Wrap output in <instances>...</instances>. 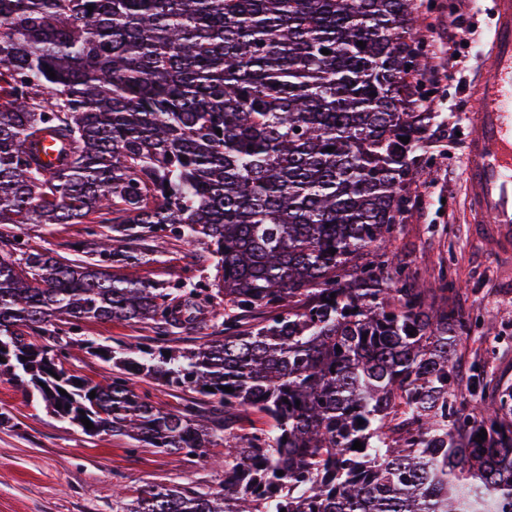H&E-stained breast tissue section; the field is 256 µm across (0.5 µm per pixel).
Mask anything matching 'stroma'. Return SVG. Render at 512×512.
Returning a JSON list of instances; mask_svg holds the SVG:
<instances>
[{
	"label": "stroma",
	"mask_w": 512,
	"mask_h": 512,
	"mask_svg": "<svg viewBox=\"0 0 512 512\" xmlns=\"http://www.w3.org/2000/svg\"><path fill=\"white\" fill-rule=\"evenodd\" d=\"M467 24L471 35L459 46V64L429 87L441 123L440 146L431 148L411 194L410 210L392 245L409 267L425 277L452 264L462 287L452 302L469 325L453 361L460 381L473 363L489 377L512 385V248L505 249L468 222L464 171L466 139L472 133L468 107L470 84L480 75L481 53L493 25L492 0H471ZM16 235L72 257L82 241L81 224H22ZM140 277L175 282L206 275L198 250L169 242L159 257H146ZM71 348L70 373L97 382L110 376V364L85 348V340L108 346L151 342V324L86 321ZM137 390L155 406L177 410L189 403L209 411L212 403L195 392L160 386L142 377ZM0 410L13 414V427L0 428V512H117L119 494L144 485L178 484L206 490L224 478L223 449L208 457L166 455L151 448L130 450L120 437H90L79 427L46 411L25 387L0 381Z\"/></svg>",
	"instance_id": "35a3bbf8"
}]
</instances>
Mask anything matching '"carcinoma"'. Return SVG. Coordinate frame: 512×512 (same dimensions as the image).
Returning <instances> with one entry per match:
<instances>
[{"instance_id":"1","label":"carcinoma","mask_w":512,"mask_h":512,"mask_svg":"<svg viewBox=\"0 0 512 512\" xmlns=\"http://www.w3.org/2000/svg\"><path fill=\"white\" fill-rule=\"evenodd\" d=\"M415 12L0 0V376L88 436L224 448L217 488L146 486L120 512H512V389L457 394L456 280L389 249L439 128ZM20 224L87 225L82 256L16 240ZM170 240L201 248L205 280L137 274ZM220 310L223 337L169 345ZM91 319L149 322L157 344L100 347L112 378L82 380L55 336ZM139 375L218 408L161 409ZM250 413L263 427L235 432Z\"/></svg>"}]
</instances>
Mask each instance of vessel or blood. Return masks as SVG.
I'll return each instance as SVG.
<instances>
[{
    "instance_id": "1",
    "label": "vessel or blood",
    "mask_w": 512,
    "mask_h": 512,
    "mask_svg": "<svg viewBox=\"0 0 512 512\" xmlns=\"http://www.w3.org/2000/svg\"><path fill=\"white\" fill-rule=\"evenodd\" d=\"M495 24L473 85L465 185L471 223L512 245V0H493Z\"/></svg>"
}]
</instances>
